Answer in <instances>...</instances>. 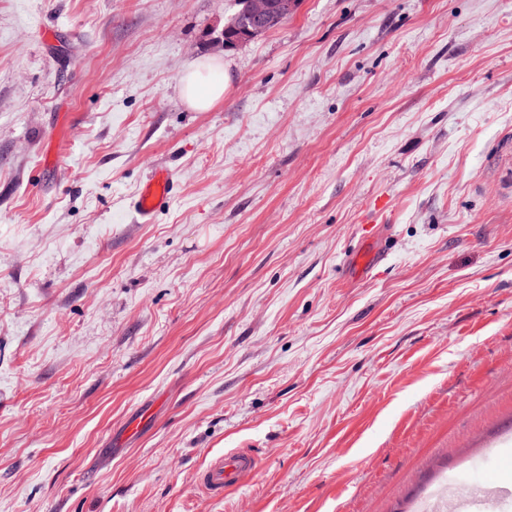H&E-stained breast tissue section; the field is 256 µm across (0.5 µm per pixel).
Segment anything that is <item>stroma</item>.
Listing matches in <instances>:
<instances>
[{"label":"stroma","mask_w":512,"mask_h":512,"mask_svg":"<svg viewBox=\"0 0 512 512\" xmlns=\"http://www.w3.org/2000/svg\"><path fill=\"white\" fill-rule=\"evenodd\" d=\"M238 9L0 0V512L512 489V0H297L227 49ZM222 69V72L220 70ZM202 71L219 73L211 80L204 90L201 89ZM230 84V76L226 74L218 59L205 58L195 69L191 68L182 78L183 95L187 103L195 110L210 109L217 101L223 98L224 92ZM175 183L166 167L156 166L147 180L140 186L132 208L144 224L153 220L157 211L171 198ZM256 468L252 455L235 451L213 458L199 475L200 486L212 497L223 498L224 489L236 484L238 477Z\"/></svg>","instance_id":"obj_1"}]
</instances>
